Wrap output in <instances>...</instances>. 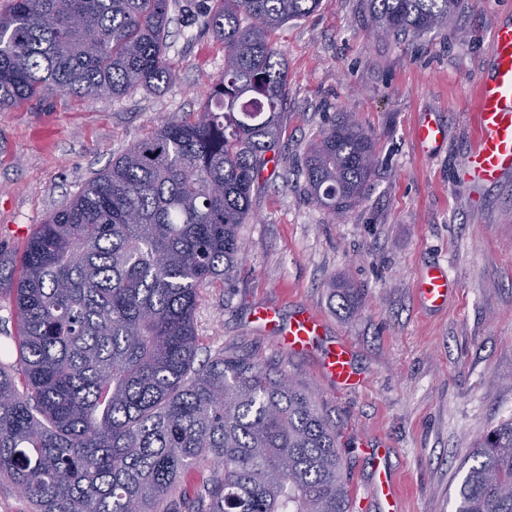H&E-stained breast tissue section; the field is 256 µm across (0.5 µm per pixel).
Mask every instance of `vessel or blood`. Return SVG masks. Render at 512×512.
<instances>
[{"label":"vessel or blood","instance_id":"1","mask_svg":"<svg viewBox=\"0 0 512 512\" xmlns=\"http://www.w3.org/2000/svg\"><path fill=\"white\" fill-rule=\"evenodd\" d=\"M492 58L489 73L473 88L469 96L471 147L459 180L461 188L491 187L512 174V21L497 22L491 34ZM412 138L424 153L434 152L446 138V130L430 113H422L412 127ZM417 288L425 306L443 307L451 291L445 266H428ZM253 317L275 336L279 347L292 353L308 350L323 343V317L315 310L300 308L289 319H282L278 308L257 306ZM321 370L339 386L355 384L351 369V348L344 340L325 343ZM385 512H391L393 481L387 472H379L369 490Z\"/></svg>","mask_w":512,"mask_h":512}]
</instances>
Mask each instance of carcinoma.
<instances>
[{"label": "carcinoma", "mask_w": 512, "mask_h": 512, "mask_svg": "<svg viewBox=\"0 0 512 512\" xmlns=\"http://www.w3.org/2000/svg\"><path fill=\"white\" fill-rule=\"evenodd\" d=\"M171 0H12L0 108L53 91L159 90ZM320 0H210L224 70L194 118L161 121L27 238L0 279L16 317L0 364V477L32 512H352L315 394L247 354L194 366L198 288L231 276L251 194L282 133L273 33ZM461 0H366L379 37L447 26ZM375 142L341 112L308 144L305 192L333 218L363 195ZM455 512H512V419L488 433Z\"/></svg>", "instance_id": "obj_1"}]
</instances>
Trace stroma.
<instances>
[{
	"instance_id": "obj_1",
	"label": "stroma",
	"mask_w": 512,
	"mask_h": 512,
	"mask_svg": "<svg viewBox=\"0 0 512 512\" xmlns=\"http://www.w3.org/2000/svg\"><path fill=\"white\" fill-rule=\"evenodd\" d=\"M202 0H173L162 91L115 99L52 97L46 109L0 110V269L11 272L24 239L131 144L172 113H193L224 67ZM453 26L389 39L364 26L363 0H321L286 23L277 42L288 63L285 131L273 170L254 186V220L229 280L199 290L197 362L248 354L315 392L335 425L353 512H380L367 491L374 454L395 478L398 512H454L461 463L512 418V178L459 189L470 148L468 92L490 69V35L512 19V0H462ZM340 112L376 144L363 197L332 219L305 193L304 153ZM429 112L447 137L431 154L411 129ZM447 266L448 304L426 309L416 283ZM354 303L343 302V287ZM261 304L283 316L318 310L328 338L351 345L363 379L337 388L319 372L320 350L291 355L250 324Z\"/></svg>"
}]
</instances>
